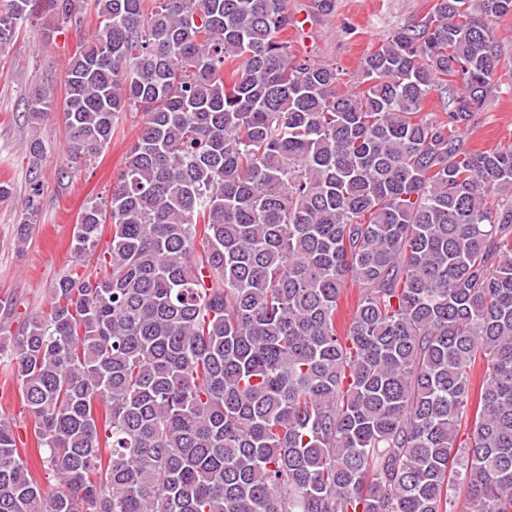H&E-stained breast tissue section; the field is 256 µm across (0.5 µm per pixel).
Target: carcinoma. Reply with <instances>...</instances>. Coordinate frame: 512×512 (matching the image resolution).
I'll use <instances>...</instances> for the list:
<instances>
[{
    "mask_svg": "<svg viewBox=\"0 0 512 512\" xmlns=\"http://www.w3.org/2000/svg\"><path fill=\"white\" fill-rule=\"evenodd\" d=\"M506 15L435 0L344 87L291 50L288 0H0V51L37 16L94 21L68 169L140 118L75 225L103 274L0 330L36 438L0 416V512H451L460 485L471 512H512V146L461 137ZM52 107L36 92L30 120Z\"/></svg>",
    "mask_w": 512,
    "mask_h": 512,
    "instance_id": "carcinoma-1",
    "label": "carcinoma"
}]
</instances>
